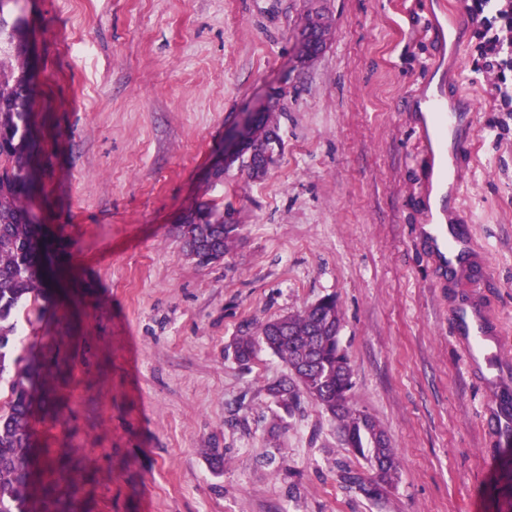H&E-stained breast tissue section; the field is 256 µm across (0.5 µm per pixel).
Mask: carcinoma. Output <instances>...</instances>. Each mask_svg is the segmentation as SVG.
<instances>
[{
  "label": "carcinoma",
  "mask_w": 512,
  "mask_h": 512,
  "mask_svg": "<svg viewBox=\"0 0 512 512\" xmlns=\"http://www.w3.org/2000/svg\"><path fill=\"white\" fill-rule=\"evenodd\" d=\"M18 2L0 0V378L11 375L10 399L0 407V512H75L81 482L69 474L68 464L60 462L56 452L36 447V411L49 400L40 384L46 365H23L21 359L11 358L20 308L48 286V279L38 271V265L48 264V250L40 248L27 205L34 182L24 171L38 143L31 135L33 88L26 51L18 43L22 30V19L14 15ZM341 321L342 313L331 298L242 334L234 354L247 362L262 345L290 369L306 364L309 380L287 377L271 385L269 395L287 413L299 404L301 395L309 396L338 421L353 451L369 461L384 457L387 464L374 475L352 469L341 474L346 486L379 502L398 478L399 461L394 449L374 444L379 429L372 417L351 406L353 369L340 345ZM338 399L344 401L339 411Z\"/></svg>",
  "instance_id": "cac0c4a2"
}]
</instances>
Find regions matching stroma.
Instances as JSON below:
<instances>
[{
	"mask_svg": "<svg viewBox=\"0 0 512 512\" xmlns=\"http://www.w3.org/2000/svg\"><path fill=\"white\" fill-rule=\"evenodd\" d=\"M333 20L300 59L308 0H20L38 94L30 200L63 271L17 316L13 355L58 363L37 441L86 481L80 512H512V435L483 417L501 392L469 368L452 323L476 297L512 347V112L490 111L433 25L439 0H319ZM470 105L469 232L481 281L437 273L424 234L435 170L414 97L428 79ZM281 92L277 159L214 178L224 135ZM234 214L223 260L185 255L199 203ZM335 298L352 404L388 433L399 478L367 469L248 329ZM224 454L214 466L212 449Z\"/></svg>",
	"mask_w": 512,
	"mask_h": 512,
	"instance_id": "obj_1",
	"label": "stroma"
}]
</instances>
